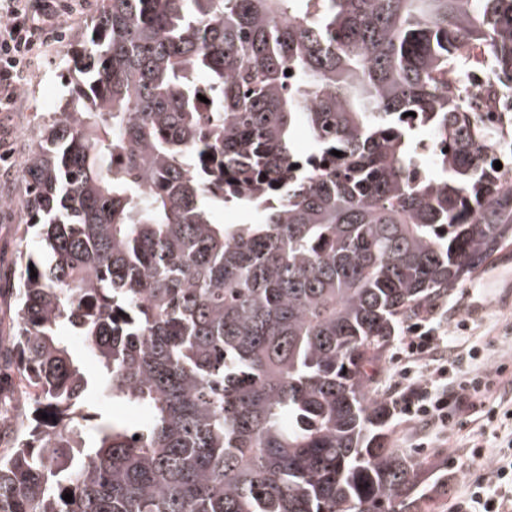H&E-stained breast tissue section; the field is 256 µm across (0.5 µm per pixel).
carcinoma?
Here are the masks:
<instances>
[{
    "instance_id": "carcinoma-1",
    "label": "carcinoma",
    "mask_w": 512,
    "mask_h": 512,
    "mask_svg": "<svg viewBox=\"0 0 512 512\" xmlns=\"http://www.w3.org/2000/svg\"><path fill=\"white\" fill-rule=\"evenodd\" d=\"M75 40L22 173L48 258L14 289L0 512H430L368 368L512 240L450 77L512 100V0H105Z\"/></svg>"
}]
</instances>
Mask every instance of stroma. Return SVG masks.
Segmentation results:
<instances>
[{
	"label": "stroma",
	"instance_id": "1",
	"mask_svg": "<svg viewBox=\"0 0 512 512\" xmlns=\"http://www.w3.org/2000/svg\"><path fill=\"white\" fill-rule=\"evenodd\" d=\"M68 41L54 48L49 63L36 70L21 91V108L0 112V147L13 156L0 167V195L22 193L21 170L27 155L52 118L46 100L61 102L69 91ZM39 240L18 211L0 210V284H17L27 253H39ZM431 321L453 338V351L464 356L479 352L473 372L506 365L501 385L486 396L484 406L462 412L451 427L424 431L393 417L390 430L394 447L418 454L424 461L416 494L430 496L432 512H466L471 487V447L481 443L483 465L512 460V242L505 243L474 275L439 297ZM500 408L494 422L484 417L485 407Z\"/></svg>",
	"mask_w": 512,
	"mask_h": 512
}]
</instances>
